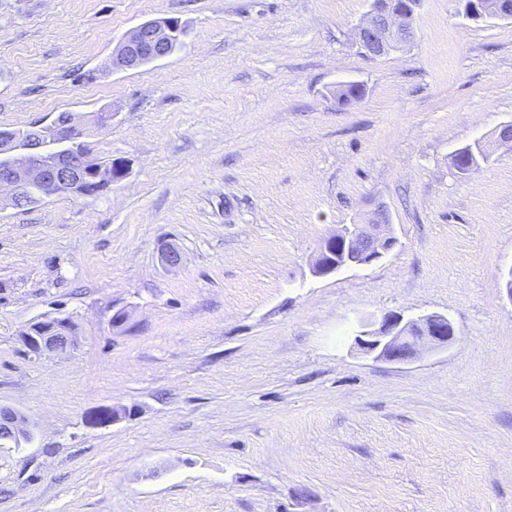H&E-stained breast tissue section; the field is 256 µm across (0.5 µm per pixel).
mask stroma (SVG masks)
<instances>
[{
    "label": "stroma",
    "mask_w": 512,
    "mask_h": 512,
    "mask_svg": "<svg viewBox=\"0 0 512 512\" xmlns=\"http://www.w3.org/2000/svg\"><path fill=\"white\" fill-rule=\"evenodd\" d=\"M369 6L0 0V128L68 112L126 166L0 210V405L36 426L0 447V512H512V20L421 0L413 40L371 60ZM162 18L183 45L112 69ZM474 144L492 158L460 176ZM378 205L394 250L312 276ZM387 311L445 314L456 340L373 359L353 332ZM47 316L75 320L74 355L24 346ZM102 405L125 412L87 424ZM491 154L480 148L479 145H470L458 148L451 156L452 167L461 176H469L477 172L482 164L490 160Z\"/></svg>",
    "instance_id": "35a3bbf8"
}]
</instances>
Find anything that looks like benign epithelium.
<instances>
[{
    "mask_svg": "<svg viewBox=\"0 0 512 512\" xmlns=\"http://www.w3.org/2000/svg\"><path fill=\"white\" fill-rule=\"evenodd\" d=\"M418 0H403L394 9L387 0H370V10L356 29V40L363 55L376 59L408 44L415 32ZM174 22L171 18L139 24L127 33L112 53V69L131 70L147 59L169 55ZM36 139L26 148L16 146L6 133L0 134V206L19 208L25 204V189L31 183L42 186L46 197L63 194L95 195L102 191L89 156L76 153L45 164L42 156L46 141L71 140L78 121L69 116L51 124L34 122L29 126ZM385 212L376 206L362 224L343 225L335 234L323 239L316 251L312 271L326 276L344 269L367 266L390 252L398 243L391 225L372 224L370 220ZM456 340V329L448 316L428 313L406 319L396 312H386L362 326L354 336L355 344L377 360L408 363L422 353L446 348ZM26 348L41 357L70 354L78 347L77 337L68 322L44 326L23 336ZM0 438L26 444L34 438L30 418L20 410L0 407Z\"/></svg>",
    "mask_w": 512,
    "mask_h": 512,
    "instance_id": "7a95c632",
    "label": "benign epithelium"
}]
</instances>
